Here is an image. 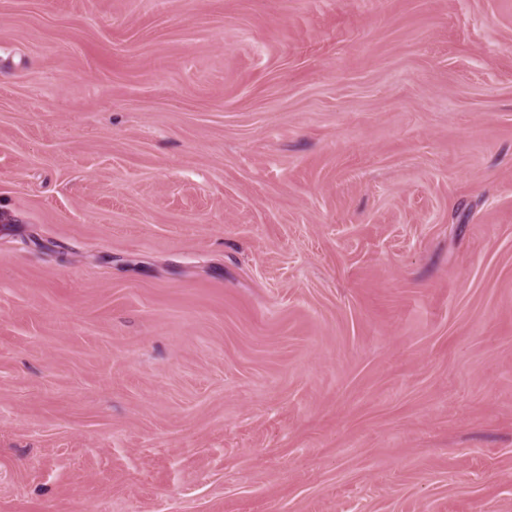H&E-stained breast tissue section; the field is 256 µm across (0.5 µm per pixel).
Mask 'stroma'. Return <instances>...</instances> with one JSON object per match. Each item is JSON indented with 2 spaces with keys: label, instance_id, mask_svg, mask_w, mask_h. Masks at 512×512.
<instances>
[{
  "label": "stroma",
  "instance_id": "obj_1",
  "mask_svg": "<svg viewBox=\"0 0 512 512\" xmlns=\"http://www.w3.org/2000/svg\"><path fill=\"white\" fill-rule=\"evenodd\" d=\"M0 512H512V0H0Z\"/></svg>",
  "mask_w": 512,
  "mask_h": 512
}]
</instances>
